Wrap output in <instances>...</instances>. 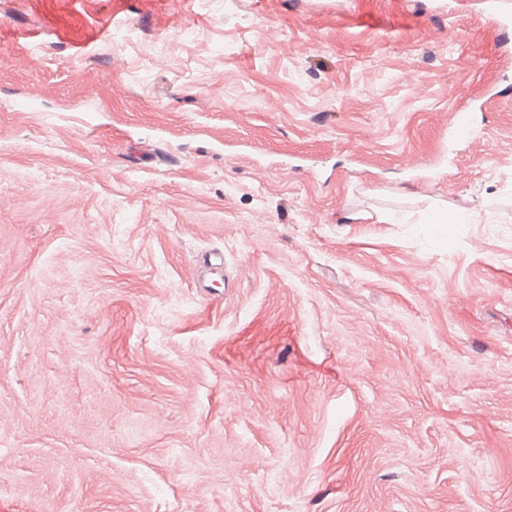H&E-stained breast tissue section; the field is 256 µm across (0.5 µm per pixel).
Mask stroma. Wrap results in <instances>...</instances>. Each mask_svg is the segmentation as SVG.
Returning <instances> with one entry per match:
<instances>
[{
    "label": "stroma",
    "mask_w": 512,
    "mask_h": 512,
    "mask_svg": "<svg viewBox=\"0 0 512 512\" xmlns=\"http://www.w3.org/2000/svg\"><path fill=\"white\" fill-rule=\"evenodd\" d=\"M0 502L512 512V26L0 0ZM475 129L466 111H458L454 115V122L449 133V140L452 143L466 142L472 138Z\"/></svg>",
    "instance_id": "obj_1"
}]
</instances>
